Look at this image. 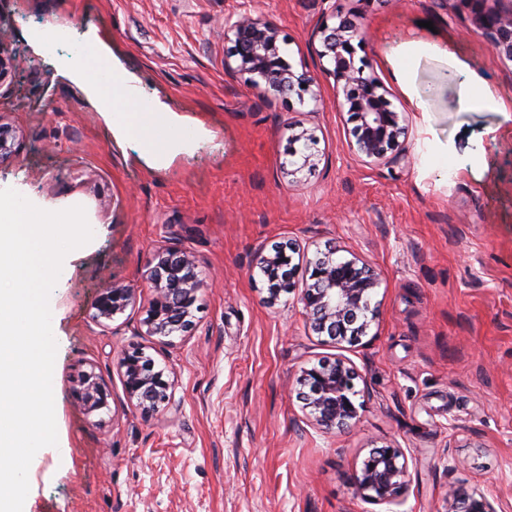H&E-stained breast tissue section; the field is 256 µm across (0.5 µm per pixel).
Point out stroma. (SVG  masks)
Listing matches in <instances>:
<instances>
[{"instance_id": "obj_1", "label": "stroma", "mask_w": 512, "mask_h": 512, "mask_svg": "<svg viewBox=\"0 0 512 512\" xmlns=\"http://www.w3.org/2000/svg\"><path fill=\"white\" fill-rule=\"evenodd\" d=\"M484 0H0V123L21 142L0 163V189L57 211L81 206L93 240L67 259L49 304L58 445L29 469L27 512H448V487L512 512V121L460 111L473 76L512 103V60L471 33ZM276 23L284 57L314 78L311 94L269 102L226 74L224 19ZM356 20L367 60L401 112L408 154L377 163L351 151L314 33ZM74 44L105 43L135 98L174 116L188 140L163 159L112 131L72 59L37 39L40 24ZM409 61L417 111L391 75ZM317 139L311 171L286 173L292 121ZM452 144L443 161L429 150ZM336 249L378 273L379 321L359 345L309 330L297 293L266 302L258 248ZM181 246L204 286L195 327L150 349L172 371L175 408L148 416L128 401L116 360L150 292L141 273ZM120 283L137 299L108 330L92 298ZM353 366L360 416L344 432L313 427L297 397L304 368ZM95 370L110 408L74 396ZM403 454L392 504L357 497L351 478L370 450Z\"/></svg>"}]
</instances>
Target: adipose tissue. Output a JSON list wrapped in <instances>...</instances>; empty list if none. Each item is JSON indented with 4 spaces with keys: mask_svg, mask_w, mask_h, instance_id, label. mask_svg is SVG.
Masks as SVG:
<instances>
[{
    "mask_svg": "<svg viewBox=\"0 0 512 512\" xmlns=\"http://www.w3.org/2000/svg\"><path fill=\"white\" fill-rule=\"evenodd\" d=\"M94 63L106 66L104 76L92 74L90 66ZM110 64L106 47L97 41L83 44L76 59L78 72L90 77L93 95L112 128L122 136L137 140L155 157H166L172 150L176 120L120 93L118 86L122 77L110 71Z\"/></svg>",
    "mask_w": 512,
    "mask_h": 512,
    "instance_id": "1",
    "label": "adipose tissue"
}]
</instances>
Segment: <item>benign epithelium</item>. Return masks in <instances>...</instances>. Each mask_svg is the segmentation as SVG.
<instances>
[{
  "label": "benign epithelium",
  "instance_id": "obj_1",
  "mask_svg": "<svg viewBox=\"0 0 512 512\" xmlns=\"http://www.w3.org/2000/svg\"><path fill=\"white\" fill-rule=\"evenodd\" d=\"M473 31L485 36L496 49L512 59V3L508 7L480 13L473 21ZM322 50L328 59L325 69L333 78L336 107L345 109L354 126L351 144L368 159L382 160L403 155L400 137L405 134L404 119L390 108L386 90L375 75L365 74V66L354 64L358 35L355 20L344 16L334 26L319 28ZM279 29L259 17L239 15L224 19V36L231 37L232 47L224 60L225 71L249 85L262 99L285 97L293 93L299 100L310 91L313 79L297 72L281 54ZM315 138L303 129L290 140L288 171L291 176L315 165ZM299 253L294 246L272 251L260 250L253 267L267 280L266 301L274 304L282 294L294 291L299 264L293 262ZM329 250L306 261L307 279L301 289L309 328L332 341L357 343L368 335L378 319L371 306L372 295L379 286L377 273L356 258L339 260ZM150 288L146 316L140 321L136 335L147 336L155 344H170L175 337H185L194 326L198 293L203 287L199 262L189 250L169 247L157 252L144 274ZM136 300V290L121 284L101 289L92 299V320L105 329L108 322L122 314ZM127 398L136 402L142 412L156 414L174 404V381L163 369L155 368V360L145 347L132 345L117 360ZM356 374L344 358L321 361L306 368L298 378L303 388L307 416L322 432L328 434L350 428L359 417L353 401L357 395ZM74 392L87 412L109 407L112 394L104 379L91 370L83 372L75 382ZM402 453L392 447L372 450L352 476L355 494L376 503H392L405 488L406 463ZM498 501L466 488L460 479L448 489V512H498Z\"/></svg>",
  "mask_w": 512,
  "mask_h": 512
}]
</instances>
